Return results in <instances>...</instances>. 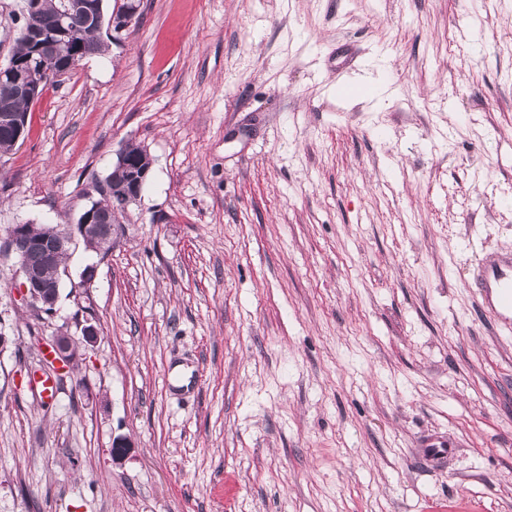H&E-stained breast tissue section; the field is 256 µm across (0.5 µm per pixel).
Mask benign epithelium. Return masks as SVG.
Segmentation results:
<instances>
[{
    "label": "benign epithelium",
    "mask_w": 512,
    "mask_h": 512,
    "mask_svg": "<svg viewBox=\"0 0 512 512\" xmlns=\"http://www.w3.org/2000/svg\"><path fill=\"white\" fill-rule=\"evenodd\" d=\"M139 15L140 0H128L125 8L112 13L109 25L112 26L113 31L121 32L135 23ZM75 16L93 20L98 28H103V0H65L64 10L52 29L48 31L32 29L26 33V37L36 44V62L12 58L7 65L0 67L1 75H7L16 80L29 104L37 102L39 89L45 82L59 80L81 61V48L74 40V31L70 25V18ZM27 116L26 112L4 114V120L14 128L16 142L24 135ZM117 164L123 176L118 182L104 185V191L112 193V199L115 201L113 207L125 209L141 196L150 177L152 160L145 151L133 155L125 147L118 154ZM102 216L103 210L97 205L86 209L79 219L77 230L88 248L105 253L114 245L115 240L101 238L92 233L95 222ZM71 242L72 234L67 231L55 235L50 240L33 238L28 234L27 226L24 224H12L5 233L0 234V253L16 258L23 278L24 295L31 302L39 303L45 308L56 306L62 285V270H57L54 280L45 281L29 265L28 253L45 249L54 256L64 254L69 251ZM48 348H50V355L45 358V361L58 373L66 372L73 359L70 336L65 333L56 334L52 337Z\"/></svg>",
    "instance_id": "7a95c632"
}]
</instances>
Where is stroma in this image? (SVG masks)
<instances>
[{"instance_id": "35a3bbf8", "label": "stroma", "mask_w": 512, "mask_h": 512, "mask_svg": "<svg viewBox=\"0 0 512 512\" xmlns=\"http://www.w3.org/2000/svg\"><path fill=\"white\" fill-rule=\"evenodd\" d=\"M100 39L0 154V230L74 232L125 146L151 175L52 313L0 256V512H512L472 285L512 256V0H142ZM140 15V1L130 0L127 1V6L121 11L118 9L112 13V18L109 25L112 26L113 31L121 32L129 28L133 23H136ZM43 346L45 347L44 352L47 351V348H50L51 352L44 360L59 374L66 372L73 359L70 336L65 333H57L52 337L50 344H43Z\"/></svg>"}]
</instances>
